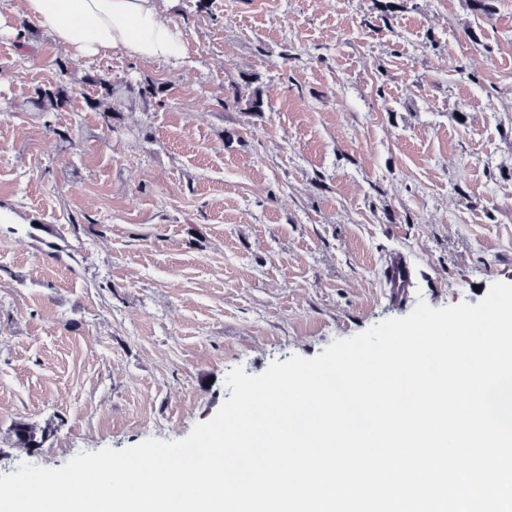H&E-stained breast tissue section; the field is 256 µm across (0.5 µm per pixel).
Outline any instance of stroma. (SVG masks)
<instances>
[{"mask_svg": "<svg viewBox=\"0 0 512 512\" xmlns=\"http://www.w3.org/2000/svg\"><path fill=\"white\" fill-rule=\"evenodd\" d=\"M167 0L176 63L74 58L0 0V474L186 437L234 367L512 283V0ZM66 69H59V61ZM254 73L268 107L222 106ZM162 83L114 128L39 86ZM238 134L227 141L226 131ZM419 274L408 304L385 254ZM25 422L51 427L14 446ZM79 90L83 89L76 85L67 86L66 84L38 87L35 89L32 103L38 112H59L68 105L72 96ZM415 278L416 270L402 254L390 253L385 257L380 268V283L394 304L406 303ZM39 432L40 436L38 440ZM14 433L15 447L24 448L27 450L28 448H36L37 446H40V444L45 440L46 436L50 434V430H46V427L43 429H37L36 427L26 423H19L16 425Z\"/></svg>", "mask_w": 512, "mask_h": 512, "instance_id": "35a3bbf8", "label": "stroma"}]
</instances>
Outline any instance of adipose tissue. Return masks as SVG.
<instances>
[{"label": "adipose tissue", "instance_id": "ef3b65f1", "mask_svg": "<svg viewBox=\"0 0 512 512\" xmlns=\"http://www.w3.org/2000/svg\"><path fill=\"white\" fill-rule=\"evenodd\" d=\"M21 6L78 58L115 50L164 62L186 56L182 34L165 19L159 0H21Z\"/></svg>", "mask_w": 512, "mask_h": 512}]
</instances>
